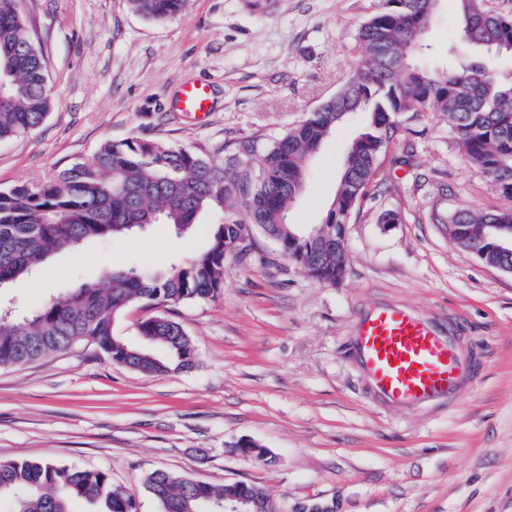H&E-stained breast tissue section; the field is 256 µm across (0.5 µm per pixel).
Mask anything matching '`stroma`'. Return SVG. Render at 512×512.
<instances>
[{
  "label": "stroma",
  "instance_id": "1",
  "mask_svg": "<svg viewBox=\"0 0 512 512\" xmlns=\"http://www.w3.org/2000/svg\"><path fill=\"white\" fill-rule=\"evenodd\" d=\"M371 0H189L160 23L127 0H22L56 100L33 134L0 142V188L38 183L108 139L151 136L203 155L260 148L334 95L362 63L351 47ZM442 0L425 38L433 61L474 53ZM209 86L203 118L178 112L182 85ZM346 226L347 265L334 286L312 279L256 233L224 262L213 299L170 311L199 365L147 375L93 346L0 368V461L106 472L161 512L143 483L164 470L214 486L262 487L277 512H512V274L450 240L432 213L512 208L465 160L447 113L412 117ZM339 126L310 163L292 208L300 227L326 215L346 147ZM216 213L178 238L164 224L64 251L0 291L25 313L50 295L103 280L106 266L156 270L204 249ZM394 300L453 323L481 368L448 409L372 403L348 348L356 314ZM248 439L271 464L241 454Z\"/></svg>",
  "mask_w": 512,
  "mask_h": 512
}]
</instances>
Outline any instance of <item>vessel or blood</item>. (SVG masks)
Returning <instances> with one entry per match:
<instances>
[{"label": "vessel or blood", "instance_id": "1", "mask_svg": "<svg viewBox=\"0 0 512 512\" xmlns=\"http://www.w3.org/2000/svg\"><path fill=\"white\" fill-rule=\"evenodd\" d=\"M178 108L204 116L209 110L207 86L183 85ZM350 358L372 401L386 408L448 404L462 393L472 371L453 328L392 302L375 304L357 316Z\"/></svg>", "mask_w": 512, "mask_h": 512}]
</instances>
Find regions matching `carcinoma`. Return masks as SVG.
<instances>
[{
  "label": "carcinoma",
  "instance_id": "cac0c4a2",
  "mask_svg": "<svg viewBox=\"0 0 512 512\" xmlns=\"http://www.w3.org/2000/svg\"><path fill=\"white\" fill-rule=\"evenodd\" d=\"M151 22L180 15L187 0H127ZM440 0H376L359 26L352 52L364 65L264 151L258 172L235 151L204 157L190 148L152 137L106 140L87 160L76 161L38 184L0 190V288L31 275L48 258L91 240H109L151 224L177 236L204 212H247L213 225L207 247L165 273L139 266L114 270L106 288L88 283L58 294L15 319L0 318V367L25 365L79 344H91L112 362L144 374L191 371L198 358L182 324L163 309L216 297L224 288V261L239 240L258 230L320 283L334 285L346 270L336 237L380 173L390 142L408 128L403 116L446 112L470 165L512 199V76L491 70L488 60L512 56L509 0H458L457 36L480 53L465 63L435 67L425 34ZM21 0H0V141L38 130L54 107L44 53L34 44ZM362 115V128L347 149L336 191L312 238L289 221L292 195L306 182L311 159L344 121ZM433 220L452 225L455 242L488 253L490 224L512 227V209L476 212L460 207ZM136 302L162 312L137 325L145 346L113 335L115 316ZM144 483L162 512H224L230 486H213L156 470ZM12 512H70L84 499L94 512H136L130 493L102 471L46 461H0V499Z\"/></svg>",
  "mask_w": 512,
  "mask_h": 512
}]
</instances>
